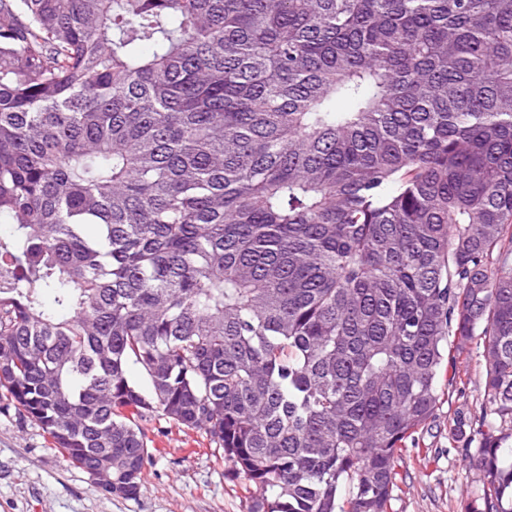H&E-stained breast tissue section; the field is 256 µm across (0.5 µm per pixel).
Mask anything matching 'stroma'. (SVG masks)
<instances>
[{"label":"stroma","mask_w":512,"mask_h":512,"mask_svg":"<svg viewBox=\"0 0 512 512\" xmlns=\"http://www.w3.org/2000/svg\"><path fill=\"white\" fill-rule=\"evenodd\" d=\"M482 352V346L471 345L457 359L456 385L442 388L439 411L420 436L419 448L429 449V461L419 458V448L404 451L391 512H460L462 499L476 493L467 451L477 440L470 430L449 439L448 424L457 413L481 410ZM148 436L152 457L140 496H109L1 399L0 512H247V481L203 431L155 421Z\"/></svg>","instance_id":"1"}]
</instances>
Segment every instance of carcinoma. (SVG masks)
Instances as JSON below:
<instances>
[{
    "label": "carcinoma",
    "instance_id": "carcinoma-1",
    "mask_svg": "<svg viewBox=\"0 0 512 512\" xmlns=\"http://www.w3.org/2000/svg\"><path fill=\"white\" fill-rule=\"evenodd\" d=\"M0 390L135 499L142 423L249 512H390L483 346L512 512V0H0Z\"/></svg>",
    "mask_w": 512,
    "mask_h": 512
}]
</instances>
